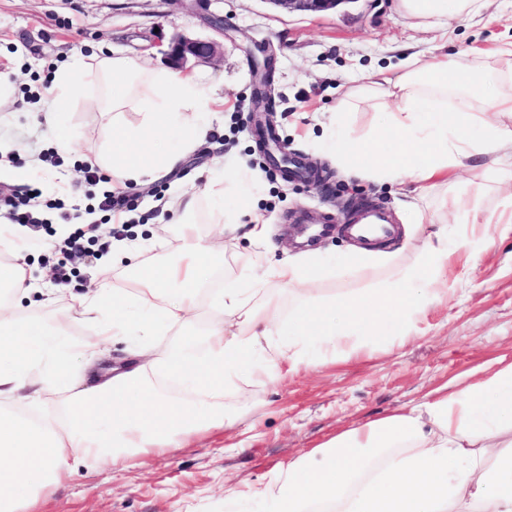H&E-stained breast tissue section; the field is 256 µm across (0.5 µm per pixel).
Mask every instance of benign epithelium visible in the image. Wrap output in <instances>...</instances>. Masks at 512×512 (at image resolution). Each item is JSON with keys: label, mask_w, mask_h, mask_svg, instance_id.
Here are the masks:
<instances>
[{"label": "benign epithelium", "mask_w": 512, "mask_h": 512, "mask_svg": "<svg viewBox=\"0 0 512 512\" xmlns=\"http://www.w3.org/2000/svg\"><path fill=\"white\" fill-rule=\"evenodd\" d=\"M278 9L289 12L305 14H320L336 9L342 4L356 3L358 0H265ZM163 54L167 61L176 70H182L187 64L193 62L207 63L221 54L220 45L215 41L191 38L183 34L174 35ZM256 84L253 89V114L257 132V141L262 152L277 166L283 174L297 173L301 175V181L308 184L313 182L319 185L329 183L330 174L314 166L311 162L297 156H290L285 147L278 142H271L264 136L265 129L271 127L270 112L266 107L268 88L271 85L270 75L255 74Z\"/></svg>", "instance_id": "1"}]
</instances>
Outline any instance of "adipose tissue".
<instances>
[{"instance_id":"ef3b65f1","label":"adipose tissue","mask_w":512,"mask_h":512,"mask_svg":"<svg viewBox=\"0 0 512 512\" xmlns=\"http://www.w3.org/2000/svg\"><path fill=\"white\" fill-rule=\"evenodd\" d=\"M405 9L442 26L448 14L480 11L482 0H404ZM107 84L109 128L101 154L90 165L119 184L144 186L169 173L182 154L207 140L211 100L192 76L147 68L140 60L95 55L54 75V96L42 118L57 147L71 140L57 119L96 79ZM369 103L384 118L365 136L355 135L348 113ZM136 121H128V113ZM337 163L357 175L411 185L404 207L425 221L416 202L466 167L474 155L489 157L471 193L446 199L455 218L440 226L417 260L398 267L391 281L367 293L305 305L283 319L277 298L263 286L293 287L317 280L305 257L276 267L255 255L241 282L211 294L214 317L205 338L187 333L209 272L224 265L223 249L198 241L194 223L201 194L235 202L225 211L227 229L239 226L242 209L261 190L260 179L240 172L209 177L202 190H184L178 205L187 218L177 260L140 270L135 292L99 287L74 297L77 321L95 333L87 358L139 334L122 367L96 382L62 360L64 333L42 320L16 315L15 300L32 288L19 265L0 264V286L13 299L0 301V403L68 395L62 428L0 411V512L35 506L72 464L109 469L135 466L150 455L183 447L210 430L231 425L224 395L244 374L276 379L283 364L313 366L351 336L389 323L411 328L433 299V284L451 253L450 241L468 239L493 223L483 207L488 181L511 182L500 152L512 146V90L496 89L464 55H435L395 77L360 87L330 119ZM178 327V344H153V333ZM227 497L245 496L261 512H512V366L487 370L458 391L418 407L351 428L324 446L273 472L266 483Z\"/></svg>"}]
</instances>
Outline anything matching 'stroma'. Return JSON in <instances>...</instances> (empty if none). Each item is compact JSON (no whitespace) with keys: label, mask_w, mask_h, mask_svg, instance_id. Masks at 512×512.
Returning <instances> with one entry per match:
<instances>
[{"label":"stroma","mask_w":512,"mask_h":512,"mask_svg":"<svg viewBox=\"0 0 512 512\" xmlns=\"http://www.w3.org/2000/svg\"><path fill=\"white\" fill-rule=\"evenodd\" d=\"M213 15L227 17L230 28H213ZM178 33L222 46L220 57L191 66L190 73L220 100L224 121L214 125L207 144L155 182L150 193L132 189L138 207L124 234L132 238L137 227L150 226L144 265L173 260L182 224L171 203L179 192L203 185L218 157H233L259 172L263 190L253 207L266 226L263 240L240 237L225 243L212 201L199 199L206 220L196 226L198 237L226 247L223 269L208 279L211 288L236 281L254 253H264L274 263L295 254L293 215L329 213L339 226L347 222L352 200L390 212L405 233L400 261L411 263L432 222L444 217L442 198L468 192L473 174L458 171L454 184L433 190L427 200L429 221L418 224L400 206L408 185L338 170L328 119L352 92L356 78L397 68L412 56L445 52L474 54L486 77L512 84V63L493 54L512 40V0H486L482 13L450 18L442 28L409 16L402 0H356L319 15L289 13L266 0H208L200 9L188 7L185 0H0V88L10 91L12 100L10 111L0 114V143L10 146L7 160L19 173L0 182V192L19 197L27 188L41 189L47 221L45 229L27 231L20 260L5 242L10 221L0 222V261L21 262L26 277L38 284L22 300L19 318L33 315L63 329L75 364L94 330L71 321L65 308L70 296L85 292L96 279L128 292L138 283L126 265L106 268L91 256L76 260L77 276L70 284L56 285L53 246L59 241L55 230L63 224L61 207L90 208L94 223L111 222L109 214L96 210L82 173L85 157L103 146L108 118L99 109L101 88L89 85L85 97L60 115L77 147L65 154L38 114L52 97V78L60 66L118 50L140 56L150 67H163L167 61L155 44ZM266 54L275 58L269 96L279 139L290 152L332 172L331 193L286 179L257 148L249 120L252 60ZM354 245L339 230L333 232L317 245L320 255L336 264L333 276L296 288L268 283L284 315L299 311L308 298L342 299L389 279L386 269L371 276L339 269L341 257ZM441 281L445 295L425 307L408 339L399 340L398 327L389 325L359 336L357 350L343 351L316 367L284 372L273 382L242 377L239 392L224 398L226 411L235 416L232 425L153 456L133 470L75 465L43 494L38 512H257L254 504L225 500L226 488L253 484L338 432L451 392L458 382L481 377L488 365H511L512 233L495 224L490 238L458 244Z\"/></svg>","instance_id":"1"}]
</instances>
